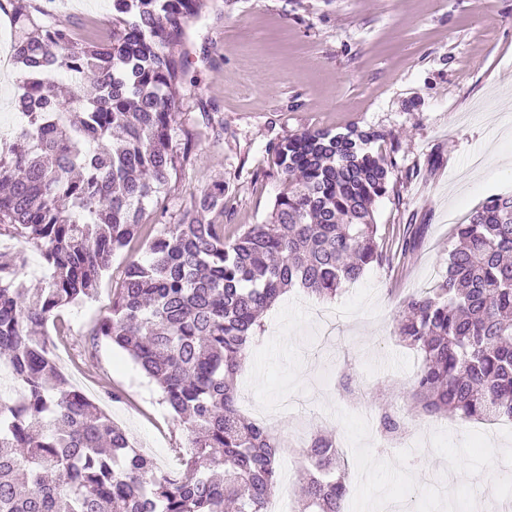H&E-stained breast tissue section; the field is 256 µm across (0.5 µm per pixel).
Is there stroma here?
<instances>
[{"label":"stroma","mask_w":512,"mask_h":512,"mask_svg":"<svg viewBox=\"0 0 512 512\" xmlns=\"http://www.w3.org/2000/svg\"><path fill=\"white\" fill-rule=\"evenodd\" d=\"M189 27L177 122L202 125L190 161L146 212L177 223L215 184L224 186L227 237L261 223L281 188L266 149L305 130L355 127L383 134L394 163L376 205L391 264L344 284L335 299L293 289L263 318L237 381L238 407L259 420L274 411L285 446L279 480L296 493L306 460L295 419L326 422L344 453L348 512H475L512 501V433L428 415L404 399L418 369L396 336L403 299L446 273L455 225L495 195H512V0H208ZM37 23L97 39L112 30L110 0H39ZM113 256L96 295L62 316L67 341L52 350L65 376L149 452L177 469L187 425L158 384L91 332L129 261ZM391 401L416 447L379 451L372 413ZM490 482H456L458 464Z\"/></svg>","instance_id":"stroma-1"}]
</instances>
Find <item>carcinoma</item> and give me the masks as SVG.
Returning <instances> with one entry per match:
<instances>
[{"label":"carcinoma","mask_w":512,"mask_h":512,"mask_svg":"<svg viewBox=\"0 0 512 512\" xmlns=\"http://www.w3.org/2000/svg\"><path fill=\"white\" fill-rule=\"evenodd\" d=\"M202 0H115L112 38L84 43L37 24L36 0H17V104L27 127L0 138V235L39 251L52 271L34 292L22 251L0 249V361L22 391L0 404V512H265L281 445L237 409L236 381L261 330L259 316L297 286L336 296L388 261L377 201L390 164L375 132L303 131L266 149L285 179L266 219L228 242L224 187L193 216L151 233L146 207L190 157L197 133L173 145L184 31ZM94 75L98 93L61 103L48 76ZM443 280L403 301L397 334L421 364L413 402L462 422L512 420V196L491 197L454 229ZM133 260L94 336L129 354L164 402L190 423L171 476L72 386L37 329L69 336L62 307L92 298L109 258L134 241ZM379 432L405 422L386 405ZM303 453L302 512H346L347 482L326 431Z\"/></svg>","instance_id":"carcinoma-1"}]
</instances>
